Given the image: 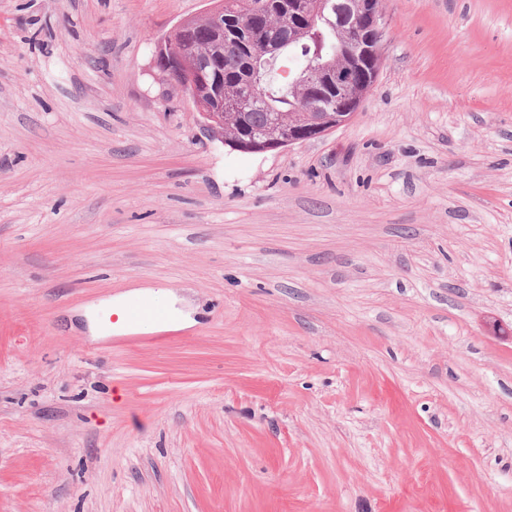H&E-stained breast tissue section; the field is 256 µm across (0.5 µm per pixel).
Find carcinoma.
I'll use <instances>...</instances> for the list:
<instances>
[{"mask_svg":"<svg viewBox=\"0 0 512 512\" xmlns=\"http://www.w3.org/2000/svg\"><path fill=\"white\" fill-rule=\"evenodd\" d=\"M278 0H224V9L240 14L247 22L254 37L259 42L275 41L282 44L281 55L271 60L264 55L251 60L245 53L226 45L219 57H214L215 44L212 39L210 22L198 18L188 25L185 32L174 28L162 40L182 42L190 61H199L201 73H206L204 63L213 61L224 70V97L240 96L247 92V80L253 78L257 88L264 93L266 100L255 102L245 112L224 110L220 115L224 141L239 139L244 132L266 134L278 123H288L296 127L308 124L301 111L300 100L307 94L305 86H295L291 80L283 78L278 70L290 66V53L298 52L297 67L314 71L325 60L336 54H350L357 47L347 40V36L322 22L315 27L316 34L303 31V28L288 30L278 25Z\"/></svg>","mask_w":512,"mask_h":512,"instance_id":"obj_1","label":"carcinoma"}]
</instances>
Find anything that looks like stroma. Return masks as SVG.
Wrapping results in <instances>:
<instances>
[{"label":"stroma","instance_id":"obj_1","mask_svg":"<svg viewBox=\"0 0 512 512\" xmlns=\"http://www.w3.org/2000/svg\"><path fill=\"white\" fill-rule=\"evenodd\" d=\"M209 0H0V512H512V0H383L261 154L153 63ZM167 290L191 322L92 333Z\"/></svg>","mask_w":512,"mask_h":512}]
</instances>
